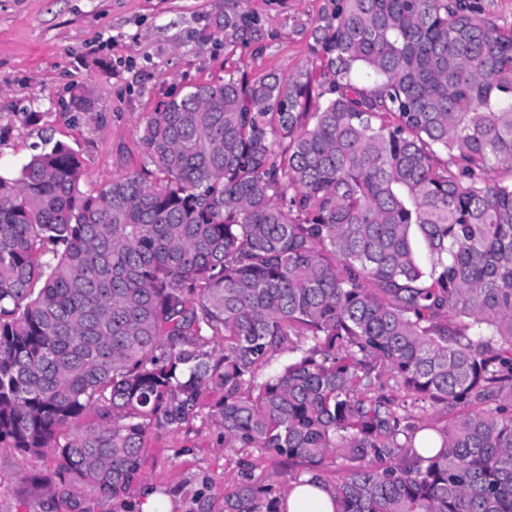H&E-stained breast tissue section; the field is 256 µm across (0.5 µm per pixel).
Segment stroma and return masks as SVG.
<instances>
[{"mask_svg": "<svg viewBox=\"0 0 512 512\" xmlns=\"http://www.w3.org/2000/svg\"><path fill=\"white\" fill-rule=\"evenodd\" d=\"M327 0H250L261 18V54H228L213 19L224 0H0V171L14 173L44 140L61 141L84 163L80 189L95 194L113 178L141 170L143 123L176 91L222 77L238 65L255 74H293L314 59L310 33ZM88 85L95 111L73 116L68 90ZM146 480L170 491L185 512L202 476L215 497L233 482L240 459L257 475L276 471L253 448H228L197 419L149 431ZM46 456L0 447V512H56L38 480Z\"/></svg>", "mask_w": 512, "mask_h": 512, "instance_id": "35a3bbf8", "label": "stroma"}]
</instances>
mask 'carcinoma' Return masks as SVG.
Returning <instances> with one entry per match:
<instances>
[{
  "instance_id": "carcinoma-1",
  "label": "carcinoma",
  "mask_w": 512,
  "mask_h": 512,
  "mask_svg": "<svg viewBox=\"0 0 512 512\" xmlns=\"http://www.w3.org/2000/svg\"><path fill=\"white\" fill-rule=\"evenodd\" d=\"M248 2L215 20L230 46L259 43ZM312 37L317 70L160 104L145 167L95 196L61 142L0 174V447L52 456L63 512L85 490L141 512L148 430L210 390L224 447L288 471L242 460L185 512H287L283 475L335 512H512V26L328 0Z\"/></svg>"
}]
</instances>
